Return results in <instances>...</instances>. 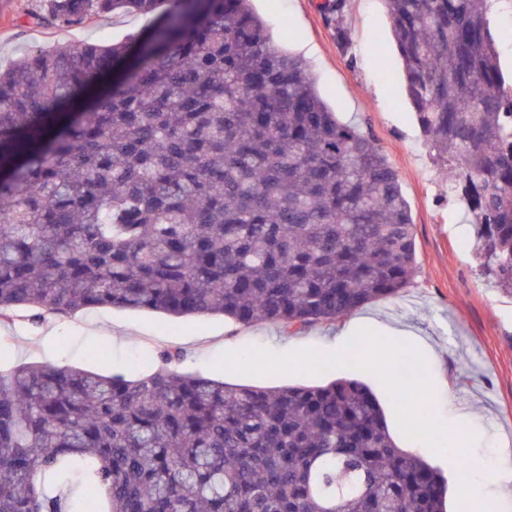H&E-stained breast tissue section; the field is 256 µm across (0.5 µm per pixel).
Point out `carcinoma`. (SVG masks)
<instances>
[{"label": "carcinoma", "instance_id": "cac0c4a2", "mask_svg": "<svg viewBox=\"0 0 512 512\" xmlns=\"http://www.w3.org/2000/svg\"><path fill=\"white\" fill-rule=\"evenodd\" d=\"M346 0L318 10L346 44ZM405 94L482 274L512 295V85L491 0H382ZM153 17L0 71V321L19 308L220 314L299 334L406 288L414 224L372 138L338 119L251 0H44L38 24ZM0 373V512H446L372 391ZM56 481L57 492L45 487Z\"/></svg>", "mask_w": 512, "mask_h": 512}]
</instances>
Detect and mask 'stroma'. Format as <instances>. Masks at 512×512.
<instances>
[{
  "instance_id": "stroma-1",
  "label": "stroma",
  "mask_w": 512,
  "mask_h": 512,
  "mask_svg": "<svg viewBox=\"0 0 512 512\" xmlns=\"http://www.w3.org/2000/svg\"><path fill=\"white\" fill-rule=\"evenodd\" d=\"M317 3L253 0V7L284 50L308 61L319 94L338 118L360 125L396 171L414 224L416 271L407 288L296 336L271 323L243 326L221 316L173 318L93 308L35 319L29 310L19 309L0 322V369L41 363L134 376L147 372L160 351L179 350L184 358L174 371L237 385L319 386L356 378L377 396L396 444L454 479L447 457L402 435L391 400L372 374L340 368L321 375L247 376L216 367L223 353L250 345L329 353L342 348L345 333L366 325L426 354L438 391L436 415L481 436L467 456L468 472L479 482L485 506L495 507L498 488L489 476L512 471V297L476 272L465 207L450 194V175L433 162L405 96L401 60L381 0H348L345 48ZM42 5L43 0H0L1 68L36 51L122 40L148 23L142 16L109 15L80 27L38 25L32 16ZM490 19L501 69L511 77L512 0H495Z\"/></svg>"
}]
</instances>
